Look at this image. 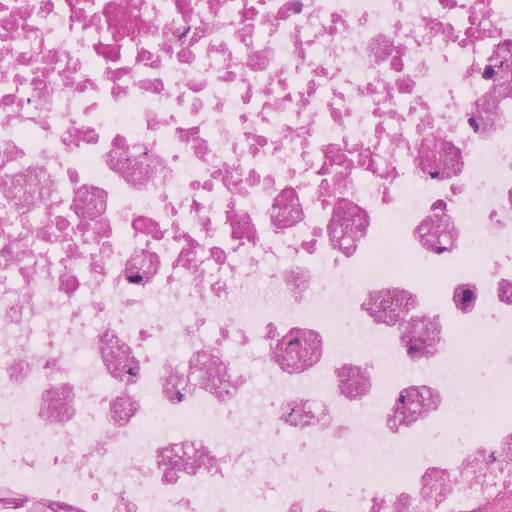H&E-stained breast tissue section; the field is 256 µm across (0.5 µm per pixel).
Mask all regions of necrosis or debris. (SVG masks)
Returning a JSON list of instances; mask_svg holds the SVG:
<instances>
[{
	"instance_id": "1",
	"label": "necrosis or debris",
	"mask_w": 512,
	"mask_h": 512,
	"mask_svg": "<svg viewBox=\"0 0 512 512\" xmlns=\"http://www.w3.org/2000/svg\"><path fill=\"white\" fill-rule=\"evenodd\" d=\"M507 73L512 0H0V485L90 512L495 495L469 465L512 446ZM440 219L452 245H425ZM345 318L380 349L339 348ZM478 335L508 364L500 403L434 450ZM303 337L318 355L286 367ZM200 353L222 387L170 384ZM414 387L436 404L392 428ZM296 404L328 415L289 423ZM181 442L213 467L168 463ZM352 471L362 494L336 495ZM385 308L392 318L401 321L405 325V333L407 335L404 336L405 338L430 341L432 336H428L431 331L429 323L415 317H412L411 320L407 319V308L399 303H386Z\"/></svg>"
}]
</instances>
